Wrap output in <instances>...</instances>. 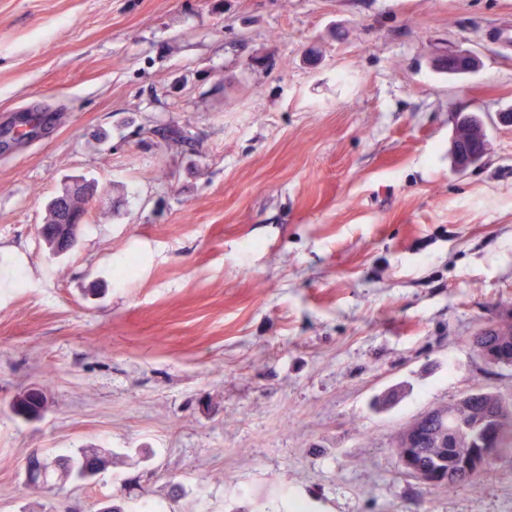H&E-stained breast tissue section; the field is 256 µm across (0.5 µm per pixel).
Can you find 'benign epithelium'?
I'll return each instance as SVG.
<instances>
[{
  "instance_id": "obj_1",
  "label": "benign epithelium",
  "mask_w": 512,
  "mask_h": 512,
  "mask_svg": "<svg viewBox=\"0 0 512 512\" xmlns=\"http://www.w3.org/2000/svg\"><path fill=\"white\" fill-rule=\"evenodd\" d=\"M448 70L456 76L463 77L477 69L479 61L467 53H453L445 60ZM450 153L454 166L459 171L483 162L488 154V136L485 121L476 113H461L458 115L450 141ZM74 191L84 197L82 208L75 209L70 203V192L56 197L52 207L56 210L58 220L64 224H72L80 228L87 220L89 200L95 195L97 187L88 182L74 183ZM480 358L492 365L506 366L512 361V352L498 349H487L474 346ZM489 397L494 403V409L483 416L476 418L461 416L460 411L471 406L476 399ZM453 412L448 415V447L460 442L470 445L477 441L487 446L497 441L500 435V414L512 409V402L502 398L498 393L473 387L464 392L452 405ZM443 414L438 408H432L415 419L403 437L402 449L398 453L399 463L406 474L416 478L431 488H439L448 482L442 469L419 470L415 467L411 448L424 439L423 426L429 419Z\"/></svg>"
}]
</instances>
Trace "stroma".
I'll return each instance as SVG.
<instances>
[{
  "instance_id": "obj_1",
  "label": "stroma",
  "mask_w": 512,
  "mask_h": 512,
  "mask_svg": "<svg viewBox=\"0 0 512 512\" xmlns=\"http://www.w3.org/2000/svg\"><path fill=\"white\" fill-rule=\"evenodd\" d=\"M31 108L0 151V512H512V455L431 489L395 448L512 399L471 344L512 311V0H0V129ZM461 112L490 144L463 172ZM37 448L112 461L34 486ZM445 64L449 71L457 77H463L477 69L479 61L473 55L467 53L448 54ZM450 153L459 171L480 165L488 154L485 121L476 113H460L450 141ZM74 185V191L84 197V204L81 209H74L70 203V190L56 197L52 201V207L56 210L58 220L63 224H54L51 226L49 237L45 240L50 248L55 247L61 238L71 237L75 232L71 225L79 229L87 220L89 200L95 195L97 187L88 182L77 181ZM76 241L73 237L69 238L67 243L62 242L58 245L54 255L60 256L70 252L75 247Z\"/></svg>"
}]
</instances>
